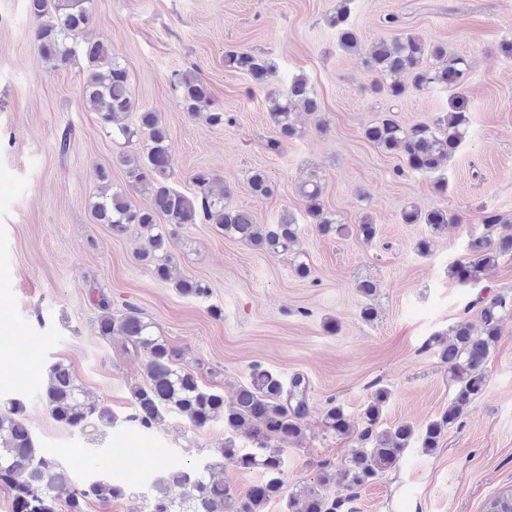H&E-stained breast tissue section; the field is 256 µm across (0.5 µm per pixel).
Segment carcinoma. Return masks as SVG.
<instances>
[{
  "mask_svg": "<svg viewBox=\"0 0 512 512\" xmlns=\"http://www.w3.org/2000/svg\"><path fill=\"white\" fill-rule=\"evenodd\" d=\"M354 0H336L330 24L336 27L339 47L348 54H358L361 44L350 16ZM29 15L39 20L35 38L42 58L55 68L67 66L76 55L72 46L75 35L85 31L92 21V0H26ZM87 60L83 92L87 101L101 113L104 125L112 130V138L137 149L122 153L120 163L126 168L130 182L146 191L150 205L140 208L132 204L123 189L101 193L93 203L95 219L111 226L113 233L123 234L136 224L148 231L146 246L138 252L137 260L149 266L161 281L171 279L172 257L169 238L159 220L168 224H198L205 221L224 231L227 238L243 241L271 253L286 252L295 242L299 222L292 213H284L274 224L261 226L251 213L224 204V198L210 194L204 186L209 183L205 174L196 182L200 194L187 196L169 183L172 168V146L168 129L156 113L142 110L137 123H126L134 101L125 67L116 62L106 45L86 41L81 48ZM226 62L247 74L254 85H266L273 66L262 57L248 52H231ZM368 69L377 74L369 86L370 92L396 101L409 89H440L449 92L448 110L430 123L406 127L390 116L370 123L364 137L377 148L401 157L410 170L434 178L441 192L448 189L442 173L463 143L470 124L469 99L462 89L471 79L468 60L448 52L439 43H427L407 32L392 41L378 40L365 57ZM173 88L188 115H204L210 127H222L232 118L220 108L212 107L211 90L207 83L191 73H177ZM269 120L279 139L300 135L296 113L303 110L322 126L320 103L315 89L302 76L292 79L286 93L270 91L266 95ZM253 194L267 197L273 193L266 174L256 170L249 177ZM304 204L308 223L322 235L342 230L336 216L323 201V187L316 172H311L297 187ZM406 224H426L438 230L452 221L448 211L434 208L422 212L415 207L405 210ZM469 250L474 259L458 262L448 268V276L465 285L480 277V273L512 254V235L493 239L488 235L471 240ZM182 295L202 297L209 287L201 280L185 277L176 281ZM507 300L496 296L483 303L480 318L482 334H473L470 324L456 323L450 330L452 342L434 339L442 363L448 365L450 379L458 384L455 397L440 418L429 422L421 431L408 423L378 431L376 424L382 407L389 398L385 387L376 389L363 409L365 426L356 430L355 424L340 404H330L325 414L328 429L339 436L352 439V449L343 478L349 486L361 488L379 473L394 467L413 438H418L427 453L435 452L448 429L462 416L466 405L484 389L486 375L483 365L490 351L499 342L502 313ZM99 336H119L135 350L147 356L144 383L132 390L134 413L126 421L149 430L168 411L185 416L194 426L204 428L224 421L226 455H236L234 435L248 431L255 448L237 455L238 464L245 470L260 469L264 479L244 496L234 495L224 483L223 467L210 462L200 469L185 471L179 485L188 487L191 506L187 512H263L266 504L281 497L283 457L281 448L295 442L302 434L301 421L307 412V382L297 375L284 386L273 373L255 366L248 384L241 386L230 400L224 393L201 386L189 370L178 366L180 352L153 332V324L134 310L116 318L107 312L98 322ZM42 398L53 419L60 425L82 428L96 419L116 423L112 412L85 396L70 369L61 362L48 366L42 386ZM24 404L18 400L0 412V483L13 492L12 512H57L58 501H65L68 512H84L90 499L107 502L124 494V486L101 478L74 483L35 446L32 434L23 421ZM350 500L329 498L314 488H303L288 498V512H355Z\"/></svg>",
  "mask_w": 512,
  "mask_h": 512,
  "instance_id": "cac0c4a2",
  "label": "carcinoma"
}]
</instances>
